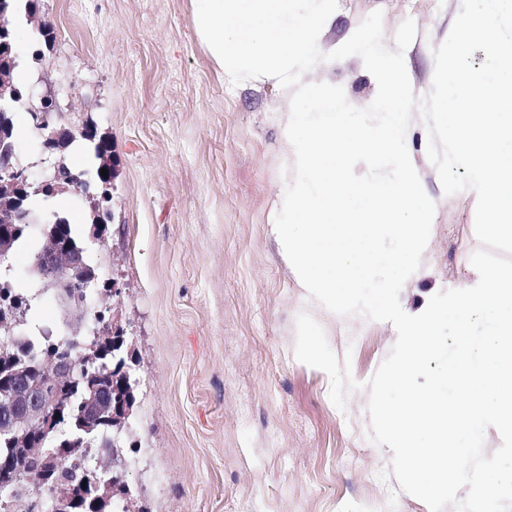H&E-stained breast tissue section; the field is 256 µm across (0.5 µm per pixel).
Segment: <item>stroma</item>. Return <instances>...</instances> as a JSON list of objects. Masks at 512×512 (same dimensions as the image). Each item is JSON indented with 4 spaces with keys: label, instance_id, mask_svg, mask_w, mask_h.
I'll use <instances>...</instances> for the list:
<instances>
[{
    "label": "stroma",
    "instance_id": "35a3bbf8",
    "mask_svg": "<svg viewBox=\"0 0 512 512\" xmlns=\"http://www.w3.org/2000/svg\"><path fill=\"white\" fill-rule=\"evenodd\" d=\"M461 3L338 0L320 49L338 48L377 10L390 44L413 20L404 59L422 98L432 50ZM10 21L29 84L63 88L61 111L91 117L112 142V221L91 257L122 295L94 304L117 310L139 378L126 481L148 512H429L390 477L389 447L370 439L368 383L395 328L329 311L300 288L278 239L275 217L294 179L290 91L275 80L235 84L217 70L191 0H37L34 17ZM43 22L58 39L36 62ZM304 80L342 86L358 108L377 93L356 56ZM427 143L414 111L406 144L436 211L400 293L410 314L478 280L476 198L444 194ZM7 276L35 296L36 319L70 328L73 315L55 293H38L29 264L11 258ZM312 336L327 362L307 356Z\"/></svg>",
    "mask_w": 512,
    "mask_h": 512
}]
</instances>
